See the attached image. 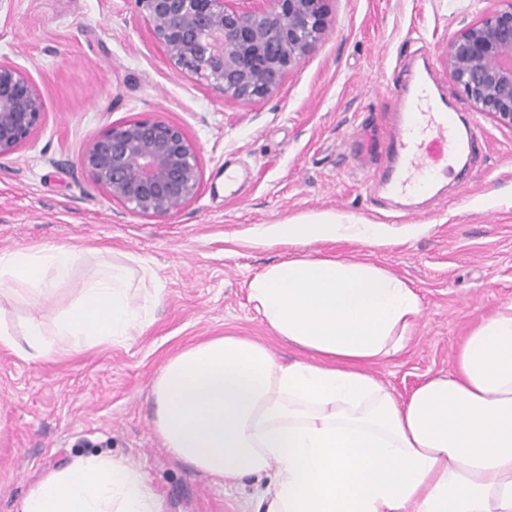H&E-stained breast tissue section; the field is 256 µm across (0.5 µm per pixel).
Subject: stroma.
I'll return each mask as SVG.
<instances>
[{"label":"stroma","mask_w":512,"mask_h":512,"mask_svg":"<svg viewBox=\"0 0 512 512\" xmlns=\"http://www.w3.org/2000/svg\"><path fill=\"white\" fill-rule=\"evenodd\" d=\"M497 0H328L332 26L268 96L224 97L184 77L132 0H0V59L28 70L46 104L43 126L0 158V252L65 245L82 253L70 282L39 301L0 294V323L21 336L29 319L53 330L79 286L134 256L155 274L151 324L121 345L27 360L0 346V512L50 471L105 453L145 474L165 512H253L255 478L226 484L168 452L153 426L150 390L178 350L232 334L290 362L300 351L262 321L250 279L299 249L266 237L306 216L379 224L375 252L351 241L311 245L321 256L388 268L418 292L422 314L405 351L370 371L401 399L450 373L461 338L512 305V129L475 112L442 62L449 37ZM428 58L440 91L480 139L450 162L433 192L413 199L377 186L383 152L360 141L392 133L395 89ZM159 118L198 149L203 188L182 211L142 217L112 202L79 156L109 125ZM239 179L224 186L225 168Z\"/></svg>","instance_id":"obj_1"}]
</instances>
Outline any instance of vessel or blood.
Here are the masks:
<instances>
[{
	"label": "vessel or blood",
	"mask_w": 512,
	"mask_h": 512,
	"mask_svg": "<svg viewBox=\"0 0 512 512\" xmlns=\"http://www.w3.org/2000/svg\"><path fill=\"white\" fill-rule=\"evenodd\" d=\"M396 97L398 117L388 146L391 164L381 180L388 189L403 195L411 189H423L421 177L427 170H445L449 153L475 151L478 140L471 132L455 138L456 116L447 99L433 90L430 67L411 69Z\"/></svg>",
	"instance_id": "vessel-or-blood-1"
}]
</instances>
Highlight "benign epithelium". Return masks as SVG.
<instances>
[{
	"mask_svg": "<svg viewBox=\"0 0 512 512\" xmlns=\"http://www.w3.org/2000/svg\"><path fill=\"white\" fill-rule=\"evenodd\" d=\"M168 58L224 96L250 101L279 86L329 28L327 0H133ZM481 13L448 41L446 62L476 112L512 128V0ZM45 104L30 73L0 60V157L42 126ZM84 174L132 213L166 217L202 187L197 145L175 124L141 118L93 137Z\"/></svg>",
	"mask_w": 512,
	"mask_h": 512,
	"instance_id": "7a95c632",
	"label": "benign epithelium"
}]
</instances>
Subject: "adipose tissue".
<instances>
[{"instance_id":"obj_1","label":"adipose tissue","mask_w":512,"mask_h":512,"mask_svg":"<svg viewBox=\"0 0 512 512\" xmlns=\"http://www.w3.org/2000/svg\"><path fill=\"white\" fill-rule=\"evenodd\" d=\"M273 230L304 252L252 277L249 299L306 358L285 363L235 335L180 350L151 389L163 446L217 480L270 475L256 491L262 512H512V305L464 336L450 375L401 401L369 367L409 345L417 292L372 260L306 251L339 240L378 247L379 226L303 217ZM79 258L61 245L1 252L0 288L21 286L39 300L70 281ZM131 270L119 262L85 282L53 332L30 321L21 356L121 345L149 325ZM20 512L164 507L138 467L88 454L47 474Z\"/></svg>"}]
</instances>
